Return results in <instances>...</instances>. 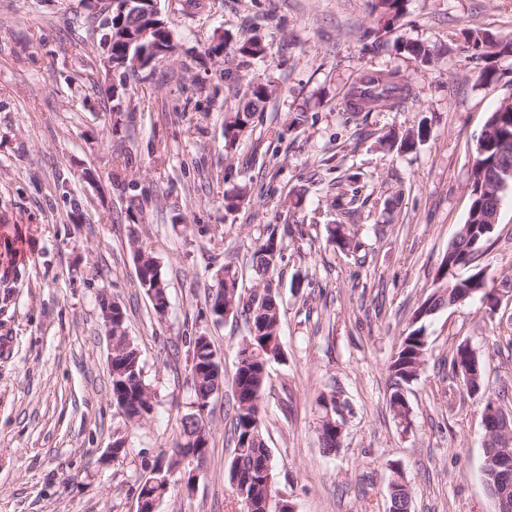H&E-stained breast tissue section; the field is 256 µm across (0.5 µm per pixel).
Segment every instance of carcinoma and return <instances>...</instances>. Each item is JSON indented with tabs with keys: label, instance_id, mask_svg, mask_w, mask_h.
<instances>
[{
	"label": "carcinoma",
	"instance_id": "1",
	"mask_svg": "<svg viewBox=\"0 0 512 512\" xmlns=\"http://www.w3.org/2000/svg\"><path fill=\"white\" fill-rule=\"evenodd\" d=\"M406 2L408 0H374L372 9L380 13L388 26L403 16ZM145 23L144 16L138 12L128 14L122 25H112V57L121 58L128 52L133 54L141 50L155 56L163 50L176 48L173 42L163 41L151 50L146 42L133 40L131 35ZM472 49L481 51L483 56L491 53L507 56L512 53V38H495L484 33L474 37ZM403 50L427 64L439 54L437 47L411 39L403 42ZM263 53L264 46L253 39L238 43L233 50V56L249 59H256ZM273 93L274 88L269 83L252 84L247 100L239 103L233 115L224 121L225 147H234L253 132L256 113L263 111ZM346 98L347 109L355 114L382 104L401 109L413 96L411 86L399 71L376 70L360 78ZM428 134V127L421 124L403 136L400 148L413 150L427 140ZM511 166L512 102H503L490 114L477 141L469 183V210L438 267L436 279L442 284L413 311L408 330L401 337L387 366L393 380L389 410L393 417L405 424L410 423L412 407L403 387L417 379L428 354L427 320L448 307L450 295H462L467 301L478 298L491 309L498 302L497 296L486 288L480 272L476 271L464 279L453 277V273L470 266L475 255L489 241L494 230L492 218L499 214L504 193L499 178ZM254 234L256 247L251 255L250 272L257 288L245 292L243 273L228 263L216 272L215 282L207 293V303L214 323L239 317L246 326V336L239 351L243 359L237 360L231 380L234 449L227 472L228 482L235 494L245 491L256 501V512H285L289 500L275 488L273 465L263 428L262 404L270 384L269 364L284 357L280 334L283 300L274 274L284 259L289 228L286 225L256 224ZM353 241L349 225L337 224L329 229L327 244L333 249L346 253L355 248ZM130 250L139 287L149 298L155 314L165 316V307L170 305L167 301L168 283L157 261L139 244V237L135 235L130 236ZM116 316L119 320L112 322V404L127 421L138 423L148 420L153 413L155 393L145 381L140 351L126 334V312L121 310ZM190 357L189 380L193 400L204 399L210 394L218 395L224 386V371L211 338L205 335L194 337ZM448 374L451 380L462 382L469 394L487 388L481 360L467 342L459 343L452 352ZM316 402L323 420L322 429L318 430L320 446L327 454L336 453L344 441L341 403L334 391L320 394ZM493 402L492 397H487L482 412V420L486 422L484 459L487 461L498 457L499 437L495 419L489 414ZM210 439V420H204L192 411L182 417L174 457L168 461H142L144 474L137 486V499L143 501V508L149 509L165 498L173 473L190 465L184 460L187 454L197 453L200 458H206ZM483 476L489 482L490 493L506 490L512 496L511 471L497 470L490 465ZM388 488L389 494L400 503V508L412 506L411 487L400 470L392 472Z\"/></svg>",
	"mask_w": 512,
	"mask_h": 512
}]
</instances>
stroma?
I'll return each mask as SVG.
<instances>
[{
    "label": "stroma",
    "mask_w": 512,
    "mask_h": 512,
    "mask_svg": "<svg viewBox=\"0 0 512 512\" xmlns=\"http://www.w3.org/2000/svg\"><path fill=\"white\" fill-rule=\"evenodd\" d=\"M166 20L174 52L146 81L127 82L116 111L86 0H0V512H136L143 459L174 454L190 410V340L211 336L225 376L235 371L243 325L214 324L205 291L224 263L246 266L257 224L290 227L275 275L286 357L270 364L264 399L279 493L295 512H388L395 463L413 512H495L482 401L446 397L441 377L469 342L512 411V192L477 260L502 305L470 302L429 319L406 428L389 410L387 365L466 219L487 118L512 101V56H476L463 33H512V0H409L380 38L372 0H204ZM252 37L265 54L248 67L206 54ZM409 38L447 52L422 65L399 48ZM487 65L499 74L489 87L471 77ZM381 68L409 79L413 102L346 112L352 83ZM250 79L275 92L228 152L224 121ZM300 112L305 123L293 125ZM422 121L424 143L390 146ZM240 187L246 199L226 211L225 191ZM133 195L140 207L130 212ZM331 224L352 225L359 249L326 248ZM134 232L168 282L165 317L137 285ZM103 294L123 304L155 393L140 424L112 404ZM333 387L344 444L326 455L316 398ZM231 405V389L215 396L206 463L159 512H240L224 481ZM119 434L126 453L115 460Z\"/></svg>",
    "instance_id": "obj_1"
}]
</instances>
